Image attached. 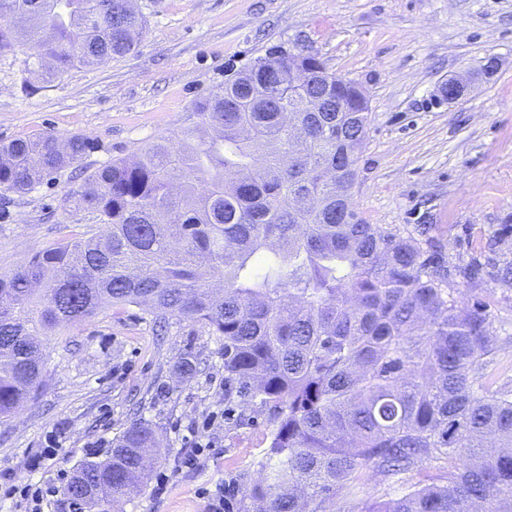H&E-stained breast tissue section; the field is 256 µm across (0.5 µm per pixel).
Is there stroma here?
Wrapping results in <instances>:
<instances>
[{
  "label": "stroma",
  "instance_id": "35a3bbf8",
  "mask_svg": "<svg viewBox=\"0 0 512 512\" xmlns=\"http://www.w3.org/2000/svg\"><path fill=\"white\" fill-rule=\"evenodd\" d=\"M148 29L136 49L46 82L0 60V142L40 133L94 143V171L133 158L194 121L226 78L281 46L316 53L366 91L368 126L352 202L371 224L400 228L448 260L465 304L491 310L498 351L488 368L512 388V0H137ZM469 79L463 98L441 95ZM71 169L26 193L0 189V272L8 273L96 218L64 200ZM479 266V278L462 271ZM190 357L197 373L175 367ZM160 448L143 491L119 512H211L262 478L275 426L260 401L224 394V339L173 316L157 327L142 307L109 306L56 328L33 398L0 420V512L10 489L53 481L45 512H75L64 488L76 467L106 458L133 421ZM53 454L42 455L47 445ZM203 452H195V445ZM196 456L195 466L185 464Z\"/></svg>",
  "mask_w": 512,
  "mask_h": 512
}]
</instances>
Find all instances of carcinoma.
I'll return each mask as SVG.
<instances>
[{"label": "carcinoma", "instance_id": "cac0c4a2", "mask_svg": "<svg viewBox=\"0 0 512 512\" xmlns=\"http://www.w3.org/2000/svg\"><path fill=\"white\" fill-rule=\"evenodd\" d=\"M146 27L128 0H0V58L51 80L133 50ZM274 47L249 77L195 106L196 121L133 159L92 171L65 198L98 234L65 236L0 274V418L42 383L47 331L101 304L175 314L224 337V395L261 398L275 425L238 512H512V391L474 371L496 354L485 304H458L448 261L399 230L336 223V153L348 127L300 104ZM327 94L355 108L356 85ZM94 144L44 133L0 143V189L26 193ZM154 431L137 421L104 461L79 464L84 512H107L147 479ZM396 498L347 509L370 466Z\"/></svg>", "mask_w": 512, "mask_h": 512}]
</instances>
